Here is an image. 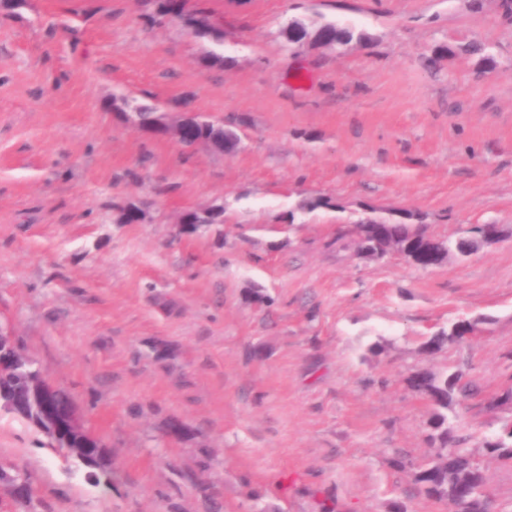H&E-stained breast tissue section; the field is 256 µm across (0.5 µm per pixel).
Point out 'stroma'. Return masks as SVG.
Segmentation results:
<instances>
[{"instance_id":"1","label":"stroma","mask_w":512,"mask_h":512,"mask_svg":"<svg viewBox=\"0 0 512 512\" xmlns=\"http://www.w3.org/2000/svg\"><path fill=\"white\" fill-rule=\"evenodd\" d=\"M211 44L151 26L152 0H19L0 17V322L112 452L97 482L0 410V512H448L420 494L432 408L416 369L479 388L448 412L499 512L512 466L485 452L512 419V23L499 0H225ZM339 21L370 47L285 49L288 22ZM484 40L428 69L440 43ZM217 47L227 66L208 67ZM233 120L229 155L150 138L113 98ZM324 195L335 209L299 212ZM135 201L140 224H117ZM224 221L188 235V209ZM456 239L502 238L419 270L357 255L368 208ZM471 336L428 355L453 319ZM405 454L392 463L394 450Z\"/></svg>"}]
</instances>
